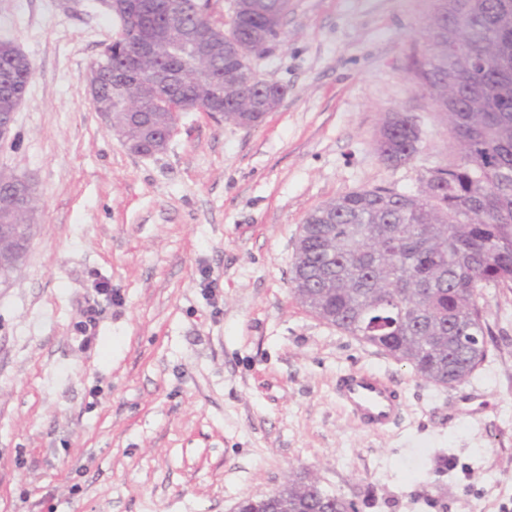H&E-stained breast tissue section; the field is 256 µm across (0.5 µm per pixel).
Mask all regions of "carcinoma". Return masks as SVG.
Wrapping results in <instances>:
<instances>
[{
    "label": "carcinoma",
    "mask_w": 512,
    "mask_h": 512,
    "mask_svg": "<svg viewBox=\"0 0 512 512\" xmlns=\"http://www.w3.org/2000/svg\"><path fill=\"white\" fill-rule=\"evenodd\" d=\"M247 25L233 18L239 39L269 29L263 0ZM0 116L35 74L19 50L0 44ZM408 80L448 125L458 159L421 176L418 194L387 187L345 193L311 211L304 246L294 261L291 292L321 320L384 350L435 385L466 382L486 360L492 335L481 289L512 288V0H429L418 28ZM269 91L254 71L242 77L237 99L224 109L255 106ZM159 89L140 100L144 112L171 123L174 103ZM400 113L388 115L375 148L390 165L409 163L419 136ZM345 512L348 502L307 475L288 479L267 498L264 512Z\"/></svg>",
    "instance_id": "carcinoma-1"
}]
</instances>
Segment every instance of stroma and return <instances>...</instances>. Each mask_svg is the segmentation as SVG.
<instances>
[{
    "label": "stroma",
    "instance_id": "1",
    "mask_svg": "<svg viewBox=\"0 0 512 512\" xmlns=\"http://www.w3.org/2000/svg\"><path fill=\"white\" fill-rule=\"evenodd\" d=\"M426 4L291 0L252 61L286 86L279 107L251 128L182 113L163 152L136 156L88 100L120 27L104 0H0V39L35 67L0 169L33 183L39 224L0 285V512H233L306 473L357 512H512V288L484 289L489 352L455 386L290 292L308 213L418 193L456 158L407 79ZM395 110L420 134L397 167L374 145ZM353 370L398 385L395 424L346 412Z\"/></svg>",
    "mask_w": 512,
    "mask_h": 512
}]
</instances>
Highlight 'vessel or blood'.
<instances>
[{"instance_id": "obj_1", "label": "vessel or blood", "mask_w": 512, "mask_h": 512, "mask_svg": "<svg viewBox=\"0 0 512 512\" xmlns=\"http://www.w3.org/2000/svg\"><path fill=\"white\" fill-rule=\"evenodd\" d=\"M337 391L340 399L365 427H386L399 414V394L390 378L356 371L340 380Z\"/></svg>"}]
</instances>
